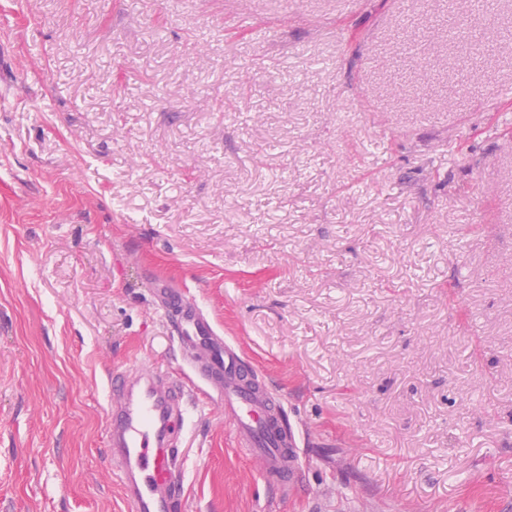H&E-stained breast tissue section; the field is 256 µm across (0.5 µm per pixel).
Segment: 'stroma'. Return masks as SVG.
I'll list each match as a JSON object with an SVG mask.
<instances>
[{
    "mask_svg": "<svg viewBox=\"0 0 512 512\" xmlns=\"http://www.w3.org/2000/svg\"><path fill=\"white\" fill-rule=\"evenodd\" d=\"M0 0V512H131L108 377L201 302L304 432L219 400L184 512H512V0Z\"/></svg>",
    "mask_w": 512,
    "mask_h": 512,
    "instance_id": "stroma-1",
    "label": "stroma"
}]
</instances>
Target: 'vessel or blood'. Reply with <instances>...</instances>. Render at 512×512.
I'll list each match as a JSON object with an SVG mask.
<instances>
[{
	"mask_svg": "<svg viewBox=\"0 0 512 512\" xmlns=\"http://www.w3.org/2000/svg\"><path fill=\"white\" fill-rule=\"evenodd\" d=\"M158 308L171 314V333L182 347L200 349L196 373L224 399V416L239 446L260 459L266 479L298 484L300 436L282 400L250 370L235 347L219 336L197 300L166 282L151 288ZM111 462L132 512H182L185 501L182 451L171 438L173 423L195 409L182 381L137 365L108 380Z\"/></svg>",
	"mask_w": 512,
	"mask_h": 512,
	"instance_id": "b4317fda",
	"label": "vessel or blood"
}]
</instances>
